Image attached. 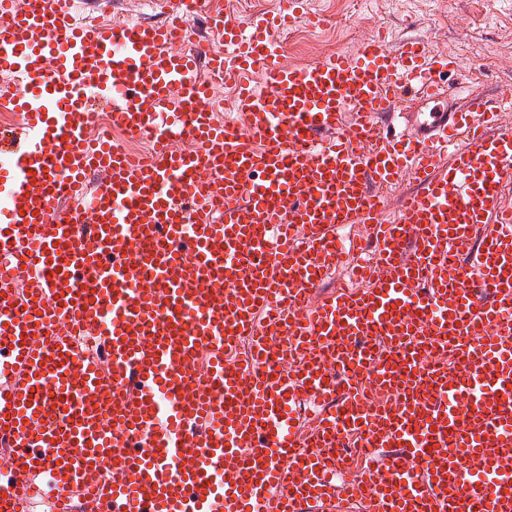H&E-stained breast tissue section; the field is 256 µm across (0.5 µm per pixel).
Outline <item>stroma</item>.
I'll return each instance as SVG.
<instances>
[{"label": "stroma", "instance_id": "1", "mask_svg": "<svg viewBox=\"0 0 512 512\" xmlns=\"http://www.w3.org/2000/svg\"><path fill=\"white\" fill-rule=\"evenodd\" d=\"M333 23L311 31L299 23L283 32L289 63L304 65L364 38L385 34L389 44L420 38L456 58L443 75L450 108L479 97L497 101L512 88V0H308Z\"/></svg>", "mask_w": 512, "mask_h": 512}]
</instances>
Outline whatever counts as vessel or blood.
Returning <instances> with one entry per match:
<instances>
[{
	"mask_svg": "<svg viewBox=\"0 0 512 512\" xmlns=\"http://www.w3.org/2000/svg\"><path fill=\"white\" fill-rule=\"evenodd\" d=\"M303 3L207 16L216 51L187 0L108 25L0 0V512H512V127L449 111L420 40L288 64ZM229 80L245 123L213 119Z\"/></svg>",
	"mask_w": 512,
	"mask_h": 512,
	"instance_id": "vessel-or-blood-1",
	"label": "vessel or blood"
}]
</instances>
